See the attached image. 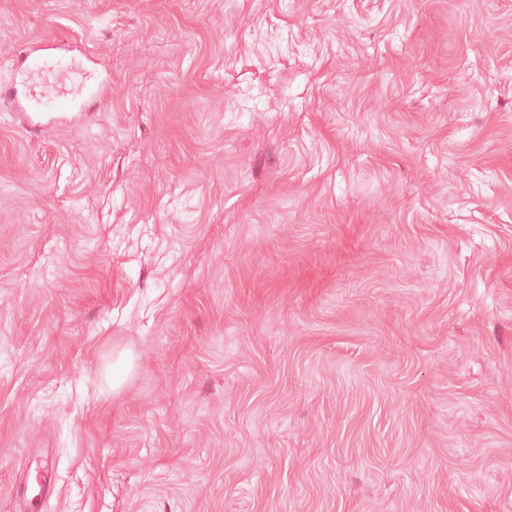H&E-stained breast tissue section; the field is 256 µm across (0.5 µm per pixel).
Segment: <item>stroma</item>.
<instances>
[{"instance_id":"1","label":"stroma","mask_w":512,"mask_h":512,"mask_svg":"<svg viewBox=\"0 0 512 512\" xmlns=\"http://www.w3.org/2000/svg\"><path fill=\"white\" fill-rule=\"evenodd\" d=\"M111 81L0 111V512H512V0H0ZM124 380L113 386V373Z\"/></svg>"}]
</instances>
